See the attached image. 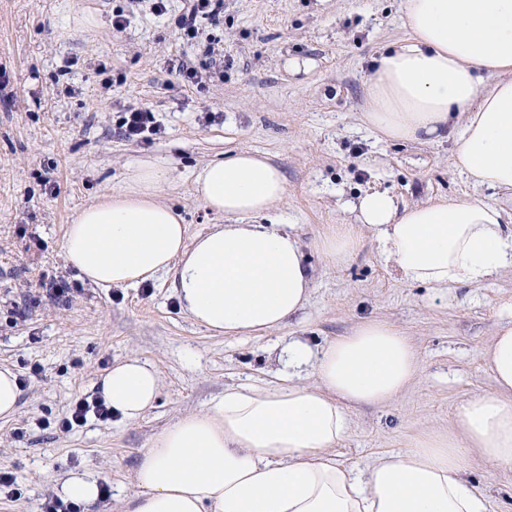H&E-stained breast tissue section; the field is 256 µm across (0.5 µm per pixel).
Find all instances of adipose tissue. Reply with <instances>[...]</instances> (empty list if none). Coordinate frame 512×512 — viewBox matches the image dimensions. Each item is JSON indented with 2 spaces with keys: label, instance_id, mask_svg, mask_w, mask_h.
Returning a JSON list of instances; mask_svg holds the SVG:
<instances>
[{
  "label": "adipose tissue",
  "instance_id": "ef3b65f1",
  "mask_svg": "<svg viewBox=\"0 0 512 512\" xmlns=\"http://www.w3.org/2000/svg\"><path fill=\"white\" fill-rule=\"evenodd\" d=\"M406 37L369 76L368 123L385 139L453 134L451 165L475 186L512 195V0H405ZM165 168L145 162L68 224L66 267L97 286L131 287L169 274L182 310L208 331L243 336L283 326L308 302L314 274L293 229L265 223L284 199L282 173L241 152L194 174V192L224 223L189 237L160 195ZM355 221L331 225L314 247L346 262L371 232L400 279L434 288L474 285L512 268V222L481 199L399 208L372 191ZM294 366L316 382L283 376L273 386L228 387L202 413L179 418L144 449L123 512H489L468 478L466 449L512 468V321L482 353L496 391L463 399L454 427L379 456L367 467L333 455L349 433L348 407L390 401L418 370L405 336L372 321L319 349L294 340ZM99 392L126 422L153 408L155 368L137 357L113 364Z\"/></svg>",
  "mask_w": 512,
  "mask_h": 512
}]
</instances>
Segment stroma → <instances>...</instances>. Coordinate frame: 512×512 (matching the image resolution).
<instances>
[{
	"mask_svg": "<svg viewBox=\"0 0 512 512\" xmlns=\"http://www.w3.org/2000/svg\"><path fill=\"white\" fill-rule=\"evenodd\" d=\"M183 6L168 0L159 16L148 0H0V364L23 381L16 415L0 420V468L19 489L0 493V512H41L70 472L92 474L111 493L81 512H121L141 451L225 387L276 382L291 339L316 350L380 320L417 353L400 394L351 406V431L335 448L347 464L447 432L458 401L494 389L480 352L512 321L511 268L447 290L402 282L369 235L341 266L313 247L326 225L353 223L350 205L366 191L402 206L479 198L512 214L511 198L453 169V139L385 141L367 123L366 77L405 35L404 0H224L218 23H202L218 39L208 57L181 38ZM119 12L127 22L118 31ZM184 64L201 81H184ZM137 107L161 125L147 143L118 132ZM240 151L267 155L283 173L287 195L271 214L295 225L314 272L306 307L285 325L216 335L181 310L171 277L104 288L65 267L67 225L144 161L168 170L162 199L189 236L210 231L218 218L196 200L193 175ZM62 283L69 293L53 296ZM129 356L160 375L154 407L132 423L91 416L60 432L70 404L98 393L101 376ZM469 457L492 512H512V469Z\"/></svg>",
	"mask_w": 512,
	"mask_h": 512,
	"instance_id": "35a3bbf8",
	"label": "stroma"
}]
</instances>
